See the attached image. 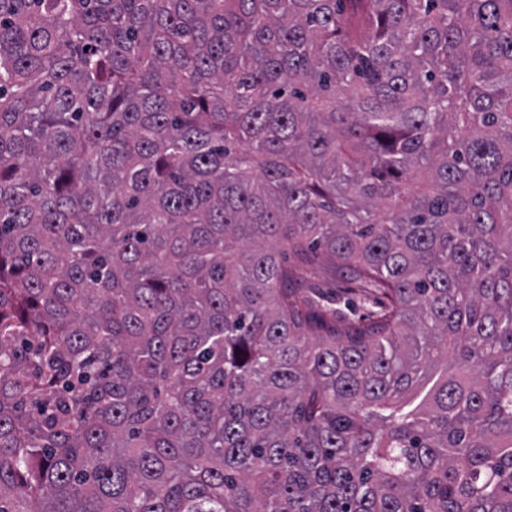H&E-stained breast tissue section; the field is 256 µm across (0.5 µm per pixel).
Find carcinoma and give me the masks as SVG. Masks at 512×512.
I'll use <instances>...</instances> for the list:
<instances>
[{
	"label": "carcinoma",
	"mask_w": 512,
	"mask_h": 512,
	"mask_svg": "<svg viewBox=\"0 0 512 512\" xmlns=\"http://www.w3.org/2000/svg\"><path fill=\"white\" fill-rule=\"evenodd\" d=\"M0 512H512V0H0ZM302 295H317L321 298L340 303L335 305L345 310L349 307L351 317H365L376 308L371 299L356 286L349 269L336 270L330 261L304 267L294 285ZM346 311V310H345Z\"/></svg>",
	"instance_id": "obj_1"
}]
</instances>
